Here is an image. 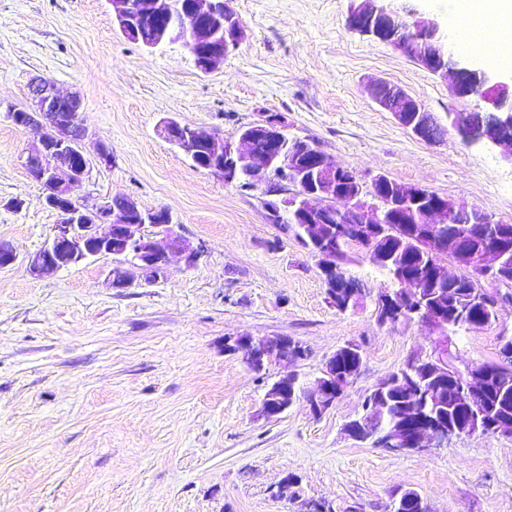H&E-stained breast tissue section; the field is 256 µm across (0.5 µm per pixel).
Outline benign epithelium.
<instances>
[{"instance_id": "1", "label": "benign epithelium", "mask_w": 512, "mask_h": 512, "mask_svg": "<svg viewBox=\"0 0 512 512\" xmlns=\"http://www.w3.org/2000/svg\"><path fill=\"white\" fill-rule=\"evenodd\" d=\"M113 21L129 40L137 37L133 21L148 16L159 21L156 36L142 46L154 50L165 44L181 42L189 50L196 66L203 73L217 69L238 49L246 37L238 15L223 0H109ZM380 0H357L348 16L350 29L387 43L411 56L417 64L434 75H452L451 95L461 101L477 99L484 103L483 118L476 123L467 112L448 113L452 127L467 144L490 143L503 149L512 160V92L506 82L492 70L477 68L456 54L440 33L437 23L429 19L408 20L405 16L378 5ZM374 102L393 114L398 123L417 138L438 143L429 112L403 89L385 81L370 86ZM29 106L9 117L18 125L33 131L40 147L30 152L25 161L28 173L46 190V205L58 215L57 224L45 244L27 260L31 276L45 274L76 265L89 258L112 253V239L121 235V254H131L130 268L114 272L112 286L128 288L142 277L146 280L165 278L170 273V257L178 256L187 268L197 265L200 249L193 247L179 232L171 213L166 209H144L132 197H125L124 208L112 209L111 201L88 204L72 197L71 187L81 182L90 168L84 152L89 128L81 116L82 100L77 94L61 95L52 79L34 78L28 86ZM165 138L192 163L203 167L230 185L236 176L246 172L251 180L261 182L272 173L288 174L294 192L285 199L283 218L302 220L316 232L321 224L336 225V238L348 234L347 224L366 229L374 224H427L432 232L425 237V248L431 256V274L441 281L452 276L445 260L462 266L468 259L489 274L503 265V252L497 243L498 230L505 221L485 206L462 207L419 184L398 182L384 174L366 182L350 168L342 167L314 142L290 140L281 121L267 116L259 122L242 127L234 138H219L214 133L168 118L163 122ZM268 143L263 153L254 151V140ZM292 143L294 150L283 154L281 147ZM453 216L461 228L445 234L442 225ZM472 238H482L486 247L478 254L468 251ZM313 256L324 280L330 283L329 299L344 312L357 294L348 290L349 278L336 264V251L323 245ZM392 281L399 289L384 293L377 300V321L381 326H395L417 321L448 335V321L435 309L416 302L415 280L396 268ZM444 340L434 341L426 360L438 372L460 377V387L473 401L479 399L486 378L495 374L499 380H512V372L502 369L478 371L469 367L461 372L448 364L442 355ZM345 352L361 356L355 343H346L330 355L310 388L304 390L310 413L321 416L336 402L357 372L342 374L336 370V354ZM266 350L248 346L245 362L260 373L265 369ZM299 382L294 371L282 374L273 394L266 396L262 412L268 418L285 413L293 404V391ZM349 436L359 442L372 438L373 429L366 415L346 424ZM461 434L434 419H424L414 411L406 422L394 429L378 444L394 453H406L428 444L442 446Z\"/></svg>"}]
</instances>
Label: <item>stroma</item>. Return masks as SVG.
<instances>
[{"label":"stroma","mask_w":512,"mask_h":512,"mask_svg":"<svg viewBox=\"0 0 512 512\" xmlns=\"http://www.w3.org/2000/svg\"><path fill=\"white\" fill-rule=\"evenodd\" d=\"M246 38L201 73L175 43L149 50L124 38L109 0H0V241L18 259L0 269V512H300L277 497L296 472L303 498L335 512H389L398 489L430 512H512V435L476 433L407 454L351 439L345 425L366 396L435 335L416 323H377L389 274L345 266L364 301L331 306L315 257L268 218L292 186L251 189L194 168L160 132L168 117L233 137L265 115L289 138L316 142L362 177L384 174L512 223V161L455 133L429 144L370 98L384 80L435 117L477 110L449 82L393 46L353 32L351 0H229ZM43 75L79 93L92 137L112 166L92 165L74 186L92 203L127 195L169 210L203 256L190 269L117 289L124 256L103 255L35 278L25 259L58 221L24 161L38 145L8 113L28 104ZM238 336H288L305 349L301 382L319 376L341 345L360 346L359 375L322 416L297 402L279 419L262 401L282 365L253 372L225 350ZM512 337V303L496 321L449 336L458 367L497 362Z\"/></svg>","instance_id":"35a3bbf8"}]
</instances>
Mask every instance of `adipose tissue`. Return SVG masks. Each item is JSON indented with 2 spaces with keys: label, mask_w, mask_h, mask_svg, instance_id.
I'll return each instance as SVG.
<instances>
[{
  "label": "adipose tissue",
  "mask_w": 512,
  "mask_h": 512,
  "mask_svg": "<svg viewBox=\"0 0 512 512\" xmlns=\"http://www.w3.org/2000/svg\"><path fill=\"white\" fill-rule=\"evenodd\" d=\"M448 15L458 22L452 30L458 51L471 53L472 25L480 20L498 54L512 56V0H448Z\"/></svg>",
  "instance_id": "1"
}]
</instances>
